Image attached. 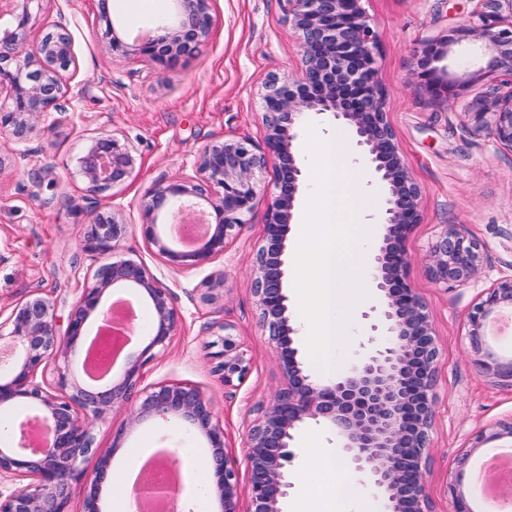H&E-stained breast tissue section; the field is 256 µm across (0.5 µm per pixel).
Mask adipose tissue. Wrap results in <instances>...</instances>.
Listing matches in <instances>:
<instances>
[{
    "instance_id": "ef3b65f1",
    "label": "adipose tissue",
    "mask_w": 512,
    "mask_h": 512,
    "mask_svg": "<svg viewBox=\"0 0 512 512\" xmlns=\"http://www.w3.org/2000/svg\"><path fill=\"white\" fill-rule=\"evenodd\" d=\"M318 472L303 497L304 512H355L359 487L346 484L342 475L346 463L333 452L319 455Z\"/></svg>"
}]
</instances>
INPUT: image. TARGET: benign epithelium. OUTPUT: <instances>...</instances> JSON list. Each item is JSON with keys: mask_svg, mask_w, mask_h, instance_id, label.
I'll return each mask as SVG.
<instances>
[{"mask_svg": "<svg viewBox=\"0 0 512 512\" xmlns=\"http://www.w3.org/2000/svg\"><path fill=\"white\" fill-rule=\"evenodd\" d=\"M35 0H9L0 9V134L22 145L37 132L43 117L67 92L64 74L75 65L73 41L66 26L48 29L33 47L22 40ZM176 18L162 21L155 35L129 43L101 0L100 21L112 56L147 63L160 74L188 57L208 37L213 18L210 0H174ZM363 0H288V24L302 54L295 76L269 75L261 86L266 151L246 137L228 138L204 147L196 175L156 186L140 199L141 235L155 255L172 269L207 265L224 253L235 230L246 223L262 197L261 184L274 159L276 192L266 199L267 224L253 256L250 289L258 316L268 330L282 376L272 401L244 437L247 484L239 478L241 461L226 446L224 428L203 391L188 382L161 384L145 392L128 419L131 425L160 416L200 437L210 449L211 492L222 512H284L295 441L308 423L325 428L336 449L364 476L363 485L382 501L383 512H430L425 471L435 424L434 387L440 357L438 339L426 304L407 277L405 242L420 220L422 192L402 154L386 111V93L379 81L378 38L362 6ZM465 40L490 53L488 72L512 76V0H475L468 18L451 33L427 39L421 46L417 86L456 97L455 85L442 82L434 63ZM347 125L360 156L385 190L382 209L373 216L383 227L370 273L372 304L361 311L366 328L353 360L326 378L304 368L298 347L299 328L284 287L287 239L294 221L302 170L295 151L297 127L308 114ZM469 129L512 149V89L495 85L463 105ZM138 162L135 149L114 135L91 140L79 157V174L96 197H108L125 184ZM180 223L202 220L204 238L190 249L164 230L168 216ZM127 233L122 209L97 212L82 246L91 254L116 249ZM482 252L479 242L456 225H442L428 251L432 281L445 288L462 286L477 277ZM142 298L149 325L113 323L105 304L115 292ZM512 309V277L493 284L467 316L470 352L482 377L512 388V360L501 361L485 349V325L501 310ZM99 322L97 338L140 335L146 341L123 373L91 385L85 374L69 368L78 342L89 335L90 320ZM171 291L134 259H118L98 268L92 286L83 290L60 330L55 303L33 288L8 314L0 312V407H26L35 415L20 430L0 432V481H22L0 496V512H71L76 486L88 474L97 483L111 468L121 447L117 434L108 448L95 442L94 423L124 408L138 393L143 367L153 350L164 348L180 325ZM222 331L213 353L215 371L224 388L238 387L250 366L235 327ZM57 362V382L38 381L50 362ZM512 438V421L482 427L470 439L448 483V512H469L465 466L489 442Z\"/></svg>", "mask_w": 512, "mask_h": 512, "instance_id": "benign-epithelium-1", "label": "benign epithelium"}]
</instances>
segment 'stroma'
Returning <instances> with one entry per match:
<instances>
[{"mask_svg": "<svg viewBox=\"0 0 512 512\" xmlns=\"http://www.w3.org/2000/svg\"><path fill=\"white\" fill-rule=\"evenodd\" d=\"M379 41V80L387 93L389 120L401 150L422 190L421 219L406 242L409 281L424 299L440 344L435 387L436 421L431 434L426 493L432 512H446L448 482L456 456L486 424L512 419V388L483 378L467 353L466 315L497 279L512 275V150L470 135L460 114L449 111L444 95L413 89L410 74L424 40L459 25L471 0H363ZM113 20L129 37L150 33L175 13L173 0L141 9L139 0H112ZM286 0H211L214 19L209 37L191 56L164 76L145 64L113 57L103 37L99 0H33L26 32L37 43L52 24H64L77 60L66 75L68 93L32 135L28 156L0 142V308L9 309L34 287L67 317L96 269L112 259L143 262L172 292L182 317L170 344L156 349L144 369L143 388L186 381L212 401L224 426L226 443L243 455V437L280 386L281 374L268 334L258 319L249 268L260 246L266 206L258 204L211 264L174 270L146 246L138 202L158 184L195 174L200 149L233 136L265 147L259 87L271 73L297 74L301 52L288 24ZM483 46H452L438 69L466 83L474 96L499 76L485 70ZM112 134L127 140L141 159L133 176L101 208L120 206L131 227L119 249L94 256L81 240L93 219L91 196L77 173L88 140ZM459 226L483 246V269L470 284L444 290L435 284L425 255L442 225ZM223 273L224 289L207 298L206 283ZM235 326L250 372L235 389L225 388L211 357L212 325ZM127 410H117L94 426L100 447L123 433L127 448L152 447L154 464L171 448L201 447L202 442L175 422L157 427L146 419L126 430ZM335 441L310 424L298 434L291 468L301 486L321 453Z\"/></svg>", "mask_w": 512, "mask_h": 512, "instance_id": "1", "label": "stroma"}]
</instances>
